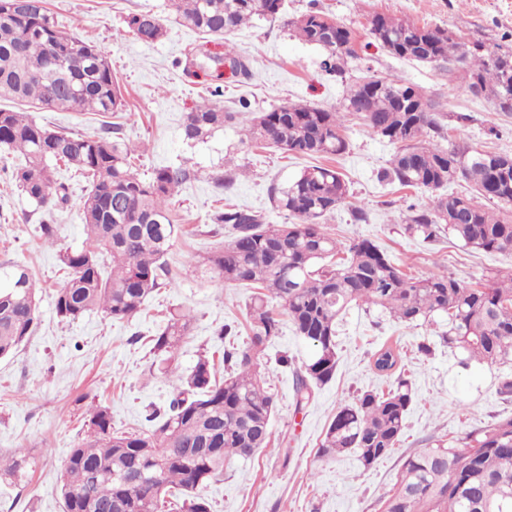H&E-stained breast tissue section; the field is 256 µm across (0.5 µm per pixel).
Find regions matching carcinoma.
<instances>
[{
  "label": "carcinoma",
  "instance_id": "cac0c4a2",
  "mask_svg": "<svg viewBox=\"0 0 512 512\" xmlns=\"http://www.w3.org/2000/svg\"><path fill=\"white\" fill-rule=\"evenodd\" d=\"M282 2L170 0L169 7L182 25L220 38L256 16L276 18ZM126 24L147 43L166 33L151 13H132ZM292 25L301 41L322 50L326 71L342 75L360 59L356 33L323 11L314 8ZM368 35L396 58L462 73L468 88L481 89L495 111L512 112V51L490 50L481 41L467 44L446 28L381 14L370 20ZM226 62L231 77H249L248 64L230 47L213 54L201 45L193 53L192 64L203 70L216 71ZM415 90L399 77L371 75L348 87L340 112L288 102L245 119L244 141L328 159L348 148L344 114H358L373 134L399 145L383 178L426 194L423 208L407 218L406 232L426 243L448 235L473 250L512 254V155L424 141L427 129L441 137L444 132L436 103L420 105ZM1 98L16 108L0 109V146L24 156L12 182L37 209L51 213L68 201V188L55 177L57 164L88 182L81 202L85 246L59 252L68 278L55 294L57 316L67 322L93 310L115 320L135 316L167 273L165 257L180 232L169 199L190 178L188 169L163 167L145 179L131 165L119 127L110 135H82L38 121L34 112L42 109L105 114L124 107L108 57L61 29L47 0H0ZM240 106H196L186 114L184 140H203L234 122L248 111V104ZM459 181L470 183L474 194L445 192ZM348 194L342 174L319 163L273 195L275 206L294 218L290 224H270L263 213L232 205L212 215V223L233 230L206 258L214 282L256 289L246 305L249 342L224 352L229 371L221 381L213 360L199 355L179 376L181 390L168 409L146 415L152 423L147 433L114 432L110 409L93 408L90 433L65 462L63 512H158L172 488L184 495L182 512H211L200 490L270 444L276 400L258 359L279 330L273 302L312 348L295 370L298 408L312 387L335 376L337 321L353 305L382 309L406 325L446 319L442 340L461 355V364L502 369L497 394L512 396V271H498L473 287L446 273L411 277L367 239L343 249L323 220ZM37 293L28 266L0 261V358L14 355L33 335ZM191 328L192 316L176 309L151 337V367L159 374L172 370ZM399 361L389 347L375 354V369L394 376L395 383L385 393L367 390L340 406L321 441V456L352 452L367 468L395 448L414 400L412 383L397 373ZM35 466L27 454L0 453V486H26ZM382 512H512V417L470 435L462 450L438 438L406 456Z\"/></svg>",
  "mask_w": 512,
  "mask_h": 512
}]
</instances>
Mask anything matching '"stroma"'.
Listing matches in <instances>:
<instances>
[{
    "label": "stroma",
    "mask_w": 512,
    "mask_h": 512,
    "mask_svg": "<svg viewBox=\"0 0 512 512\" xmlns=\"http://www.w3.org/2000/svg\"><path fill=\"white\" fill-rule=\"evenodd\" d=\"M47 3L63 28L94 43L110 59L124 108L109 119L89 112L43 111L40 120L86 134L101 131L108 122L119 123L121 136L138 147L136 164L142 176L181 164L190 169L191 178L171 201L184 232L167 256L168 276L145 309L125 320L93 312L68 323L54 308V294L66 281L58 255L83 244L80 201L87 183L75 170L58 168L59 181L69 187V201L45 214L14 189L11 175L21 159L0 148V260L26 263L40 285L35 333L15 356L0 359V452H24L39 460L17 500L0 499V506L13 512H63L64 463L84 438L92 407H109L113 428L150 430L146 407L168 405L180 387L177 377L150 373L148 340L170 309H184L193 317L191 334L180 351L181 370H189L199 353L219 359L229 346L241 347L248 340V288H217L201 265L232 236L229 225L212 223L211 216L231 202L265 212L270 223H291V216L275 209L271 190L285 187L312 160L242 144L237 127L230 124L203 141L186 143L181 125L197 104L207 99L231 110L244 98L255 112L286 102L338 110L348 85L370 72L393 75L442 105L440 121L447 140L512 155V113L495 111L485 96L473 94L445 69L400 60L367 44L371 18L383 13L449 29L466 42L478 39L491 48L512 47V0H285L277 19H254L228 41L210 43L175 22L168 0ZM314 7L355 31L365 45L344 77L326 73L321 50L299 40L290 26ZM139 12L163 19L167 34L162 40L145 43L129 30L126 16ZM228 43L248 59L249 78L189 67V53L196 46L204 44L220 53ZM343 135L348 150L333 164L348 183L349 197L325 221L334 237L345 244L370 239L415 277L445 272L475 284L493 272L512 270L511 255L467 250L444 237L429 244L405 233L408 208L422 203L424 195L380 181L395 145L375 136L358 118L346 119ZM227 174L234 178L232 186L217 189L215 177ZM359 211L365 220H356ZM43 221L58 229L55 246L43 244L39 237L37 227ZM227 324L240 328L230 341L218 337ZM440 331L437 325L397 323L375 309H351L338 327L334 379L315 388L309 404L299 409L292 366L305 361L311 347L296 336L289 321H282L258 361L277 396L270 446L204 488L212 512H381L380 499L396 483L404 457L425 447L427 439L462 443L468 434L512 417V398L496 392L498 369L477 362L461 366L440 340ZM422 342L430 344V353L418 352ZM387 347L400 353V368L415 388L399 443L369 468L352 453L321 458L320 443L339 406L353 402L360 391L389 389L391 378L373 368L375 353ZM283 355L291 358V366L280 364Z\"/></svg>",
    "instance_id": "35a3bbf8"
}]
</instances>
